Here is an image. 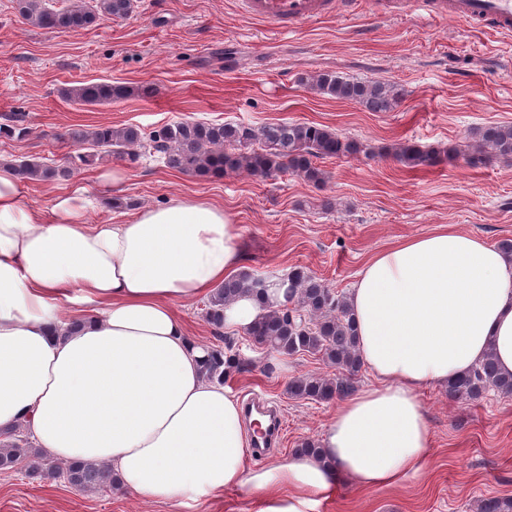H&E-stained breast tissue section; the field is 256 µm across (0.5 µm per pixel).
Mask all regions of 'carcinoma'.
Here are the masks:
<instances>
[{
	"instance_id": "1",
	"label": "carcinoma",
	"mask_w": 512,
	"mask_h": 512,
	"mask_svg": "<svg viewBox=\"0 0 512 512\" xmlns=\"http://www.w3.org/2000/svg\"><path fill=\"white\" fill-rule=\"evenodd\" d=\"M15 13L26 23L41 29L78 32L102 19H121L130 15L135 0H12ZM308 89L337 100L358 104L371 112H390L399 103L402 90L391 83L354 79L325 72L303 76ZM60 97L82 106L110 104L135 94L124 83L79 82L58 90ZM71 139L86 152L70 157V167L51 166L40 158L23 157L9 164L24 182L65 178L81 165L97 159L115 157L137 161L146 152L160 156L166 167L184 174L211 177L226 172L244 171L266 178L289 171L306 181L319 184L325 172L317 161L357 155L365 151L359 141L317 123H267L259 127L235 122L215 123L181 120L165 124L148 133L138 126L99 125L91 130H76ZM474 152L485 151L497 158L512 159V123L489 126L480 132ZM396 159L405 166H431L436 154L410 142L401 144ZM285 301L268 307L251 325L247 336L269 351L284 355L319 353L339 369L332 379L298 377L288 385V393L298 400L330 402L355 392L356 376L362 368L357 357V337L346 297L327 288L301 268L278 280ZM265 278L243 270L224 280L209 294L206 320L220 330L224 327V306L247 294L262 295ZM244 366L238 354L224 355L211 350L203 362L207 378L225 382ZM492 388L512 396V376L496 369L493 356L466 375L448 384V396L475 401ZM32 454L19 436L0 442V469L8 470ZM44 479H62L82 490L113 488L112 468L106 464L74 462L63 468L52 463L36 466ZM479 512H512V497L488 496L481 500Z\"/></svg>"
}]
</instances>
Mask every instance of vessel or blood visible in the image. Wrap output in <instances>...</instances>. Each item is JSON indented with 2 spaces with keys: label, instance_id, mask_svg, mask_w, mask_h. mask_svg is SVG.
Returning <instances> with one entry per match:
<instances>
[{
  "label": "vessel or blood",
  "instance_id": "1",
  "mask_svg": "<svg viewBox=\"0 0 512 512\" xmlns=\"http://www.w3.org/2000/svg\"><path fill=\"white\" fill-rule=\"evenodd\" d=\"M399 7L420 6L428 19L453 16L471 26L500 32L512 30V0H396ZM358 0H240L244 14L271 22L278 31L288 32L315 18L344 16ZM269 425L258 435L254 456H264L280 435L282 419L269 411Z\"/></svg>",
  "mask_w": 512,
  "mask_h": 512
}]
</instances>
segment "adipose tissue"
<instances>
[{
	"label": "adipose tissue",
	"instance_id": "ef3b65f1",
	"mask_svg": "<svg viewBox=\"0 0 512 512\" xmlns=\"http://www.w3.org/2000/svg\"><path fill=\"white\" fill-rule=\"evenodd\" d=\"M94 199L57 194L50 213L0 165V434L29 432L57 463L111 465L145 503L243 489L254 512H314L338 483L395 486L427 464L419 401L494 355L512 375V257L448 226L373 254L347 301L372 383L340 402L314 454L247 468L231 390L203 372L207 346L177 308L239 272L240 232L223 207L175 199L91 224ZM283 291L236 299L247 331Z\"/></svg>",
	"mask_w": 512,
	"mask_h": 512
}]
</instances>
